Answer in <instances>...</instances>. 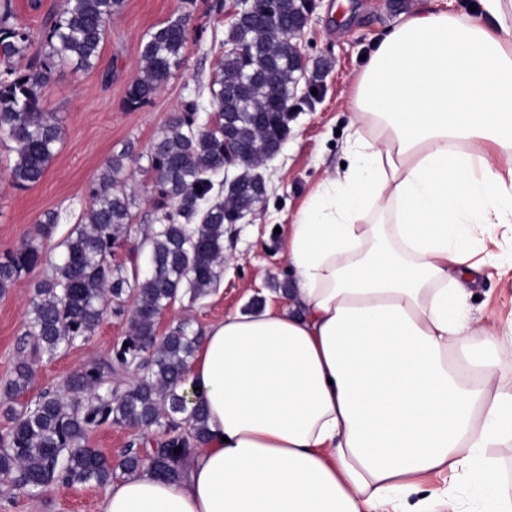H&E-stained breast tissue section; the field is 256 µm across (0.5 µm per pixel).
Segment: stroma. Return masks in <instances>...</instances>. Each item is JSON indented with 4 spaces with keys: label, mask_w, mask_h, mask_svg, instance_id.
I'll return each instance as SVG.
<instances>
[{
    "label": "stroma",
    "mask_w": 512,
    "mask_h": 512,
    "mask_svg": "<svg viewBox=\"0 0 512 512\" xmlns=\"http://www.w3.org/2000/svg\"><path fill=\"white\" fill-rule=\"evenodd\" d=\"M472 0H316L311 21L300 39L309 63L323 64L319 79L322 97L301 104L289 123L280 152L260 167L267 183V197L254 211L238 221L224 239V267L213 292L193 301L182 297L163 313L158 334L183 320L204 329L230 313L251 312L254 298L266 304L287 306L288 297L278 283L293 280L286 257L287 228L308 196L345 161L346 127L351 117L350 101L361 72L363 54L395 26L413 14L444 11L466 15ZM233 0H125L121 13L109 28L97 70L59 67L45 90L43 109L63 120L65 135L44 179L28 189L15 188L7 167L10 152L0 147V254L21 247L35 231L44 212L54 211L59 221L54 241L63 240L90 207L88 187L99 176L106 160L134 144L136 153H147L165 129L170 114L184 101L195 98L208 104L209 86L221 55L219 44L228 32L227 10ZM189 11L184 61L152 101L136 110L127 109V85L140 71L137 45L150 28L182 11ZM111 79H103V71ZM135 197L131 232L117 245L113 266L130 271L145 269L148 249L145 235L157 222L153 194L142 172L126 182ZM471 237L480 256L496 254L512 258V226L475 224ZM45 273L37 268L23 276L11 291L0 297V387L13 375L23 353H31L29 310L33 286ZM467 308L482 324L503 320L512 314V274L481 278L471 288ZM125 320L108 318L89 339L76 342L56 356L41 357L34 364V379L22 398L0 390V436L11 426L7 408L35 399L46 390L63 392L72 373L107 358L113 344L126 336ZM142 431L107 423L94 428L89 443L113 461H120L129 444L140 442ZM106 487L97 484L72 488L50 486L38 494L0 481V512H99Z\"/></svg>",
    "instance_id": "stroma-1"
}]
</instances>
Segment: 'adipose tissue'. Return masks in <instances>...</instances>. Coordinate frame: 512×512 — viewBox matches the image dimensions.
Segmentation results:
<instances>
[{
    "label": "adipose tissue",
    "instance_id": "ef3b65f1",
    "mask_svg": "<svg viewBox=\"0 0 512 512\" xmlns=\"http://www.w3.org/2000/svg\"><path fill=\"white\" fill-rule=\"evenodd\" d=\"M424 11L370 52L343 171L291 224L288 307L203 331L183 385L207 440L179 479L142 468L101 512H461L434 476L473 472L481 512L512 484L475 452L512 440V320L475 324L474 224H512V0ZM495 28H488L485 17ZM481 342L475 375L453 360Z\"/></svg>",
    "mask_w": 512,
    "mask_h": 512
}]
</instances>
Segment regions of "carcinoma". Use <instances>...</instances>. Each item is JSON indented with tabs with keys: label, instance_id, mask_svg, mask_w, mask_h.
I'll use <instances>...</instances> for the list:
<instances>
[{
	"label": "carcinoma",
	"instance_id": "cac0c4a2",
	"mask_svg": "<svg viewBox=\"0 0 512 512\" xmlns=\"http://www.w3.org/2000/svg\"><path fill=\"white\" fill-rule=\"evenodd\" d=\"M124 0H65L62 13L48 18L38 36L18 22L13 0H0V134L14 155L9 177L16 188L39 183L64 134L62 120L42 107L45 88L59 66L97 68L107 27ZM307 0H257L232 23L216 79L209 87L211 120L199 122L198 100L172 113L150 146L146 172L159 224L146 236L149 271L128 277L112 267V250L130 232L133 199L122 189L131 151L110 158L89 186L87 223L61 242L59 261L36 283L30 308L35 352L52 358L87 339L108 316L125 317L129 333L114 343L107 361L73 373L62 398L48 390L32 407L12 412L13 427L0 448V478L34 495L50 485H106L149 463L160 479L180 477L195 448L206 441V413L180 391L199 332L183 321L160 336L157 324L178 298L195 300L218 285L224 235L258 203L265 183L247 171L226 188L224 134L244 145L255 163L271 156L288 133L299 72L300 47L292 30L307 14ZM190 13L150 29L138 52L141 75L132 80L124 104L138 109L152 100L184 59ZM34 55L25 68L17 61ZM262 67V74L253 70ZM277 90L278 97L272 96ZM58 215L47 212L35 234L0 257V296L47 260L43 246ZM131 372L122 390L105 388V372ZM34 375L19 361L5 392L17 397ZM111 422L161 432L163 440L144 456L130 448L118 466L89 446L88 434Z\"/></svg>",
	"mask_w": 512,
	"mask_h": 512
}]
</instances>
